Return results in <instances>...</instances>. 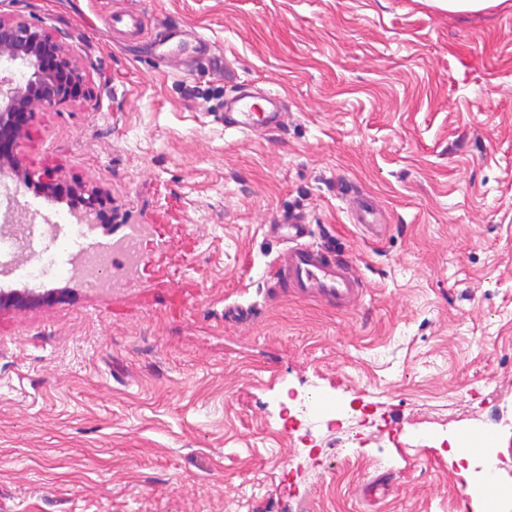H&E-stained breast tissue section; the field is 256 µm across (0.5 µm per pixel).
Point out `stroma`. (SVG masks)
<instances>
[{"instance_id":"obj_1","label":"stroma","mask_w":512,"mask_h":512,"mask_svg":"<svg viewBox=\"0 0 512 512\" xmlns=\"http://www.w3.org/2000/svg\"><path fill=\"white\" fill-rule=\"evenodd\" d=\"M139 8L115 43L112 15ZM87 69L17 153L142 224L124 286L74 274L0 307V512H484L486 458L512 484V11L431 0H0ZM211 49L199 48L193 33ZM180 53L186 64L167 66ZM277 92L284 128H224ZM387 229L352 224L341 183ZM13 216L56 220L0 172ZM366 284L347 311L266 273L289 213ZM249 307L245 322L225 306ZM307 424L312 447L287 432ZM488 437L460 467L462 433ZM439 8L451 14H469L486 11L492 8L512 9V2L508 0H432Z\"/></svg>"}]
</instances>
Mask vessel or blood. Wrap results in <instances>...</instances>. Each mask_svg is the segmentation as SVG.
Wrapping results in <instances>:
<instances>
[{"mask_svg":"<svg viewBox=\"0 0 512 512\" xmlns=\"http://www.w3.org/2000/svg\"><path fill=\"white\" fill-rule=\"evenodd\" d=\"M141 22L137 11H121L113 18V26L120 37L139 32ZM263 100L268 108L262 112L256 111L249 95L225 103V129L250 135L282 126L285 116L278 106V94L266 93ZM347 199L352 221L369 236H376L379 227L374 219L380 210L378 203L371 197L354 193L348 194ZM275 231L287 246L275 264L276 274L271 280L273 293L284 291L297 299L336 309L354 307L362 300L365 282L346 253L328 245L307 243L306 227L302 224H280Z\"/></svg>","mask_w":512,"mask_h":512,"instance_id":"vessel-or-blood-1","label":"vessel or blood"}]
</instances>
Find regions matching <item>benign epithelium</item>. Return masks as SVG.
I'll return each mask as SVG.
<instances>
[{
  "instance_id": "obj_1",
  "label": "benign epithelium",
  "mask_w": 512,
  "mask_h": 512,
  "mask_svg": "<svg viewBox=\"0 0 512 512\" xmlns=\"http://www.w3.org/2000/svg\"><path fill=\"white\" fill-rule=\"evenodd\" d=\"M0 62L30 71L28 75L0 76V166L10 167L17 180L27 186L53 192L60 178H35L20 165L16 149L27 134L35 110L54 108L87 93L86 70L69 55L63 41L23 15L0 14ZM81 191L87 216L97 218L112 209V198L99 190L83 186ZM40 299L41 295L29 290L15 291L1 296L0 304L30 305Z\"/></svg>"
}]
</instances>
